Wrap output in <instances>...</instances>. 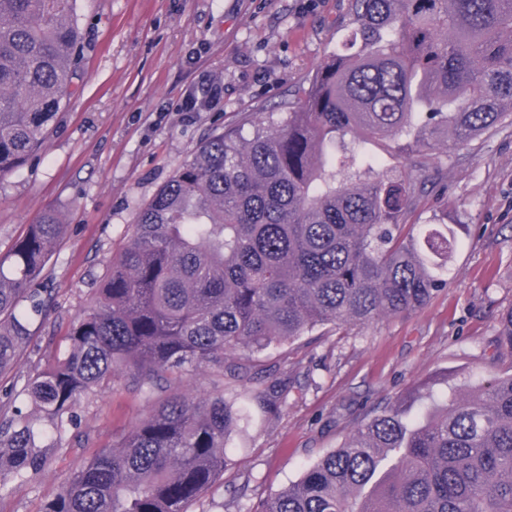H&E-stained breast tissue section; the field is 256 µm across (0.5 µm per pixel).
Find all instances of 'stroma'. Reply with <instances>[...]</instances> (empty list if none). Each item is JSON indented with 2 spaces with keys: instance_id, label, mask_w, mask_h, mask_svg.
<instances>
[{
  "instance_id": "35a3bbf8",
  "label": "stroma",
  "mask_w": 512,
  "mask_h": 512,
  "mask_svg": "<svg viewBox=\"0 0 512 512\" xmlns=\"http://www.w3.org/2000/svg\"><path fill=\"white\" fill-rule=\"evenodd\" d=\"M349 0H77L82 38L76 91L41 150L0 178V257L28 225L56 213L62 241L38 285L48 304L0 395L50 430L23 396L29 377L66 353L73 320L125 247L139 208L217 130L280 111L349 35ZM223 92L185 112L208 81ZM413 220L455 228L448 287L409 316L325 329L255 357L258 377L237 389L249 426L232 434L224 472L188 512H257L304 465L336 448L361 420L449 372H504L495 343L512 307V126L453 151ZM152 404L125 380L79 400L76 428L51 439L37 472L0 485V512H44L66 480Z\"/></svg>"
}]
</instances>
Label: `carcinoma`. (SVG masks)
Listing matches in <instances>:
<instances>
[{
	"label": "carcinoma",
	"mask_w": 512,
	"mask_h": 512,
	"mask_svg": "<svg viewBox=\"0 0 512 512\" xmlns=\"http://www.w3.org/2000/svg\"><path fill=\"white\" fill-rule=\"evenodd\" d=\"M349 21L294 105L257 113L248 137L211 134L139 209L67 352L28 380L59 437L72 407L118 375L156 401L45 512H187L250 420L224 376L246 378L256 354L323 326L408 315L448 287L454 230L409 223L420 163L387 166L365 145L403 140L439 161L512 125V0H351ZM80 54L75 0H0V177L42 146ZM62 234L47 213L0 262V376L30 346L21 304ZM496 342L512 354V307ZM198 368L217 377L200 400L179 388ZM43 439L0 403V480L36 470ZM259 512H512V372L415 387Z\"/></svg>",
	"instance_id": "obj_1"
}]
</instances>
